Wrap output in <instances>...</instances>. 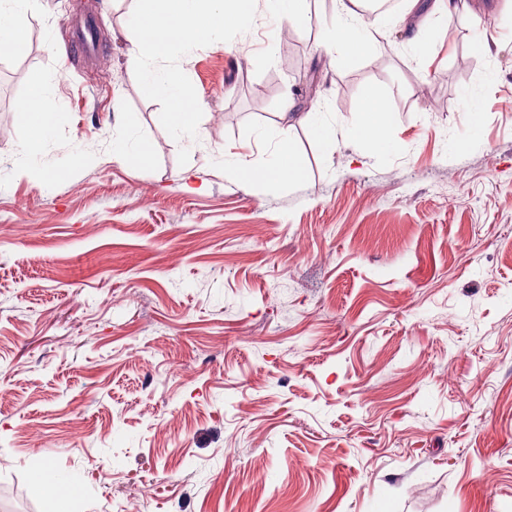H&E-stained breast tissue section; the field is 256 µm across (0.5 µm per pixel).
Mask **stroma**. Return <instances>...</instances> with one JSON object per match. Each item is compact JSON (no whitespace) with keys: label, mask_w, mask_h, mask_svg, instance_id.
<instances>
[{"label":"stroma","mask_w":512,"mask_h":512,"mask_svg":"<svg viewBox=\"0 0 512 512\" xmlns=\"http://www.w3.org/2000/svg\"><path fill=\"white\" fill-rule=\"evenodd\" d=\"M486 4L395 12L332 59L334 0L284 29L256 0L153 64L201 112L190 143L131 58L133 0H37L0 57V512H47L46 468L66 512H512V0ZM37 84L61 122L29 158L11 109ZM367 86L393 153L348 139ZM288 89L335 142L281 125ZM275 127L301 181L225 175ZM126 137L146 162L113 160Z\"/></svg>","instance_id":"1"}]
</instances>
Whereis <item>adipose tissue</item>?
Listing matches in <instances>:
<instances>
[{"instance_id": "adipose-tissue-1", "label": "adipose tissue", "mask_w": 512, "mask_h": 512, "mask_svg": "<svg viewBox=\"0 0 512 512\" xmlns=\"http://www.w3.org/2000/svg\"><path fill=\"white\" fill-rule=\"evenodd\" d=\"M129 38L137 47V65L146 60L164 59L186 43L227 28L242 27L253 18L254 0H135ZM374 0H336V17L322 32L327 52L358 56L375 43L376 18L369 12ZM34 0H0V53L16 56L23 52L26 36L21 19ZM147 85L169 99L174 131L185 138L197 134V112L190 95L177 75L146 69ZM17 122L29 128L30 148L38 150L60 123L47 105L43 87H33L14 108ZM392 112L387 96L368 88L362 95V109L349 129L350 138L371 154H387L395 149L388 136ZM270 159L254 165L235 155H226L224 169L247 184L278 187L300 181L303 168L293 142L272 133Z\"/></svg>"}]
</instances>
